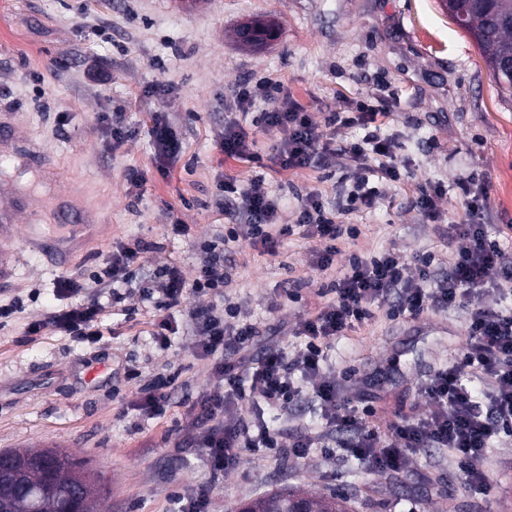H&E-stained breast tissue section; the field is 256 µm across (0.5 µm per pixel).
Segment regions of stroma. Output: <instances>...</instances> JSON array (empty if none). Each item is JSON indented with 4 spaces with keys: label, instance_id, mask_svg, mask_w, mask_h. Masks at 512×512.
Returning <instances> with one entry per match:
<instances>
[{
    "label": "stroma",
    "instance_id": "35a3bbf8",
    "mask_svg": "<svg viewBox=\"0 0 512 512\" xmlns=\"http://www.w3.org/2000/svg\"><path fill=\"white\" fill-rule=\"evenodd\" d=\"M254 19L278 28L259 49L236 37ZM260 77L284 82L320 127L328 112L364 97L383 107L384 131L401 146V181L380 184L372 208L343 210L349 162L340 156L326 171L281 170L261 102L243 122L259 162L225 158L224 99L238 82ZM159 82L170 93L148 94ZM105 112L122 113L131 131L122 144L100 123ZM155 113L184 141L164 175L152 169ZM133 167L150 172L135 194L125 181ZM468 172L485 184L489 237L503 239L512 226V94L439 0H0V188H11L19 204L13 251L0 260V303L19 302L0 321V451L65 452L104 488L103 512H174L176 495L199 484L212 488L209 512H236L242 501L284 490L341 492L352 512H512V437L488 449L485 495L465 489L445 449H416L409 472L381 474L328 434V452L299 459L286 442L326 428L325 410L310 394L292 410H264L282 447L241 451L232 469L213 474L190 420L210 385V364L183 332L159 348L152 336L159 313L142 299L164 265L177 263L190 277L201 261L198 243L222 246L226 219L215 204L222 180L263 181L282 224L295 223L299 195L319 193L340 221L360 228L362 249H392L408 262L429 251L446 268L457 247L443 228L465 218L456 183ZM431 182L448 190L437 226L414 206ZM173 216L189 225V238L167 234ZM48 231L70 251L65 264L38 246ZM115 241L144 247L133 278L117 289L91 283ZM310 247L298 233L274 256L242 245L226 290L244 319L260 322L262 344L291 357L305 344L298 320L320 305L350 251L342 246L324 272ZM64 276L82 290L63 294ZM116 290L136 307L133 318L113 314ZM88 302L103 307L96 341L50 328L28 335L48 312ZM371 311L327 348V367L347 373L345 397L372 400L382 419L423 414L418 387L465 348L466 310L405 319L379 303ZM163 375L176 379L172 402L163 416L144 415L135 407L138 391Z\"/></svg>",
    "mask_w": 512,
    "mask_h": 512
}]
</instances>
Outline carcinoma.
<instances>
[{"label": "carcinoma", "mask_w": 512, "mask_h": 512, "mask_svg": "<svg viewBox=\"0 0 512 512\" xmlns=\"http://www.w3.org/2000/svg\"><path fill=\"white\" fill-rule=\"evenodd\" d=\"M446 13L469 35L493 71L499 86L512 89V0H440ZM40 465L27 471L23 482L37 492V512H65L67 497L61 485L82 465L67 454L46 449L33 452ZM294 491H279L259 498L268 507L290 502Z\"/></svg>", "instance_id": "cac0c4a2"}]
</instances>
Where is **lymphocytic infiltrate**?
I'll return each instance as SVG.
<instances>
[{"label": "lymphocytic infiltrate", "instance_id": "obj_1", "mask_svg": "<svg viewBox=\"0 0 512 512\" xmlns=\"http://www.w3.org/2000/svg\"><path fill=\"white\" fill-rule=\"evenodd\" d=\"M260 101L266 104L264 126L280 134L276 161L281 169L328 167L340 153L355 167L357 179L347 196V209H367L374 204L378 192L370 187V178L400 181L398 146L382 131L384 110L369 100H358L353 115L343 118L330 113L328 130L321 134L310 113L289 97L284 84L267 78L247 79L232 89L229 108L234 116L225 121L221 140L225 157L256 161L250 134L239 118ZM339 125L363 126L365 134L361 140L335 149ZM151 135L155 166L159 173H166L168 163L182 152L183 142L158 113L152 116ZM457 187L465 200L466 218L464 223L448 227L460 245L447 276H436L434 259L426 253L417 255L411 265L391 249L352 253L346 272L336 281L334 298L299 321L297 331L306 338L304 348L292 358L271 348L248 366L238 355L260 335L261 328L259 323L241 320L237 306L223 300L229 281L227 257L244 243L264 254H276L282 239L299 227L304 236L316 241L313 260L325 271L332 267L340 243L357 240L359 232L354 225L337 222L319 194L312 192L301 199L297 223L291 226L278 223V203L262 184L241 186L228 180L221 185V201L244 218L243 223L227 225L223 253L206 256L190 278L177 263L167 264L160 284L144 293L145 300L163 314L153 332L159 347H167L171 335L178 332L174 314L185 309L196 338L195 354L211 364L213 387L194 404L192 424L213 473L232 467L240 449L256 451L280 445L259 421L240 414V406L261 403L284 410L307 386L321 402L328 426L352 431L347 448L372 471L386 474L407 469L413 448H445L454 455L471 491L487 492L483 468L487 450L501 435H512V307L475 308L471 301L486 294L491 284L499 295L512 291V250L489 239L485 232L481 217L489 198L478 179L461 176ZM204 296L210 299L208 306L188 309L190 298ZM384 300L391 303L389 315L397 317L467 305L472 311L462 355L435 370L419 387L430 406L427 414L393 421L381 430L358 426L355 416L345 411L342 384L325 368V347L329 340L362 323L369 317L371 305ZM100 315L99 305H71L31 323L28 332L35 335L50 328L93 340L99 334ZM297 372L303 374L304 384L295 382ZM475 381L484 386L482 397L473 394Z\"/></svg>", "mask_w": 512, "mask_h": 512}]
</instances>
